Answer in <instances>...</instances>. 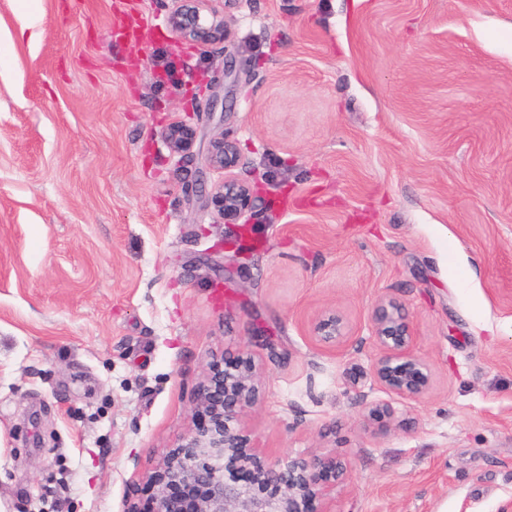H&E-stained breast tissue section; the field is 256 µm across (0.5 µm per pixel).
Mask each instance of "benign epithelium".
I'll list each match as a JSON object with an SVG mask.
<instances>
[{
  "mask_svg": "<svg viewBox=\"0 0 512 512\" xmlns=\"http://www.w3.org/2000/svg\"><path fill=\"white\" fill-rule=\"evenodd\" d=\"M211 0H180L168 24L181 41L203 49L224 38V13L209 6ZM172 157L191 156L193 128L185 119H175L160 131ZM238 163L235 145L224 137L211 141L208 164L226 174ZM250 184L226 175L210 192V204L224 224L243 221L252 205ZM372 335L379 355L367 368L351 363L344 370L350 390L360 394V384L369 379L385 399L366 404L365 421L379 430L386 429L396 414L397 399L417 401L427 392L431 370L414 351L415 335L399 305L379 299L371 312ZM348 336L344 319L329 313L314 324L313 337L329 348ZM260 372L255 363L245 362L232 370L213 366L194 394V409L202 415L185 441L166 452L164 471L157 483L151 512H328L327 504L344 482L350 466L334 457L312 456L269 458L248 448L244 418L256 404ZM231 471L223 474V460ZM179 486L198 489L191 499L175 498L170 489Z\"/></svg>",
  "mask_w": 512,
  "mask_h": 512,
  "instance_id": "benign-epithelium-1",
  "label": "benign epithelium"
}]
</instances>
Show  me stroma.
Masks as SVG:
<instances>
[{"instance_id":"obj_1","label":"stroma","mask_w":512,"mask_h":512,"mask_svg":"<svg viewBox=\"0 0 512 512\" xmlns=\"http://www.w3.org/2000/svg\"><path fill=\"white\" fill-rule=\"evenodd\" d=\"M175 7L42 0L30 43L0 0V512L147 503L196 386L246 353L256 446L351 462L331 512H512V0H234L204 51ZM204 74L224 108L199 97L179 163L159 132ZM219 136L259 185L246 258L215 249ZM382 297L432 379L375 431L343 372ZM312 335L318 343L336 348V344H340L348 336L347 325L340 315L325 314L315 322Z\"/></svg>"}]
</instances>
